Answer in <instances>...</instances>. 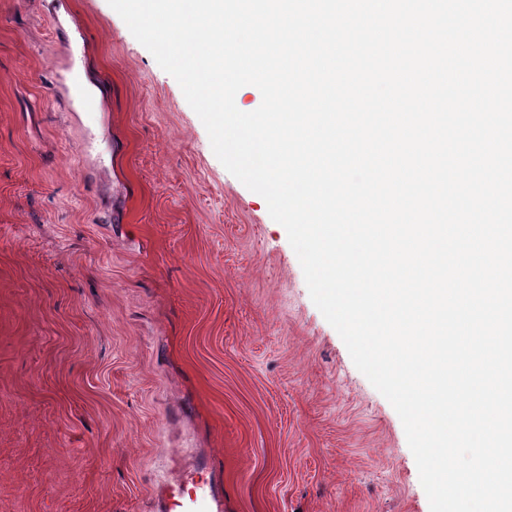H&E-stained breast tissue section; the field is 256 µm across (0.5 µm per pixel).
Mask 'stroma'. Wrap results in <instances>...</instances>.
<instances>
[{
    "mask_svg": "<svg viewBox=\"0 0 512 512\" xmlns=\"http://www.w3.org/2000/svg\"><path fill=\"white\" fill-rule=\"evenodd\" d=\"M429 512L402 422L108 0H0V512ZM192 483V488L182 484H162L158 487L157 506L163 512H223V497L219 487L208 490L205 483L199 486ZM194 491V496L191 495ZM188 498V499H186Z\"/></svg>",
    "mask_w": 512,
    "mask_h": 512,
    "instance_id": "stroma-1",
    "label": "stroma"
}]
</instances>
